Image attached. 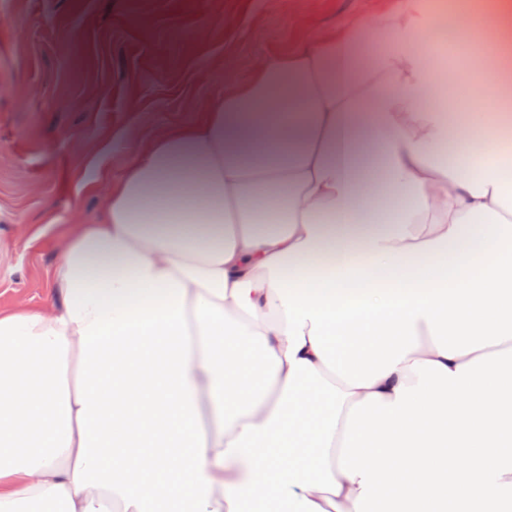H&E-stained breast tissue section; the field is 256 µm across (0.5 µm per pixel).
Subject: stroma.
<instances>
[{
  "instance_id": "stroma-1",
  "label": "stroma",
  "mask_w": 512,
  "mask_h": 512,
  "mask_svg": "<svg viewBox=\"0 0 512 512\" xmlns=\"http://www.w3.org/2000/svg\"><path fill=\"white\" fill-rule=\"evenodd\" d=\"M414 2L424 51L465 71L436 0H0V307L40 308L53 230L94 223L130 153L197 119L260 57Z\"/></svg>"
}]
</instances>
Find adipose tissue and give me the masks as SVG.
I'll use <instances>...</instances> for the list:
<instances>
[{"mask_svg": "<svg viewBox=\"0 0 512 512\" xmlns=\"http://www.w3.org/2000/svg\"><path fill=\"white\" fill-rule=\"evenodd\" d=\"M418 28L392 10L262 58L132 154L60 238L50 308H0V512H501L512 148L449 154L474 126ZM472 36L481 107L512 0ZM379 172L395 209L361 189Z\"/></svg>", "mask_w": 512, "mask_h": 512, "instance_id": "obj_1", "label": "adipose tissue"}]
</instances>
